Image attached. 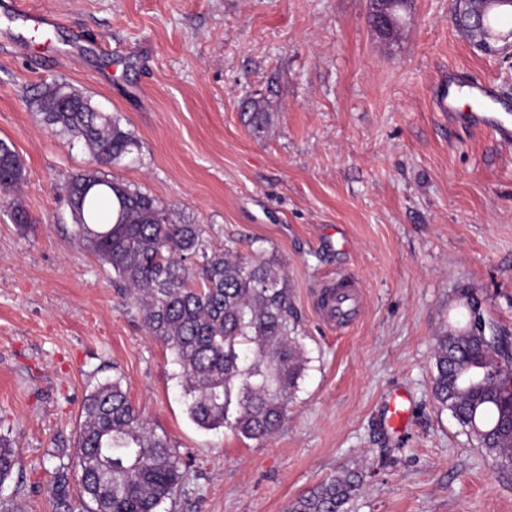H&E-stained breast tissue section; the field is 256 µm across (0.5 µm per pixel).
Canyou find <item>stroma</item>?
Segmentation results:
<instances>
[{
	"mask_svg": "<svg viewBox=\"0 0 512 512\" xmlns=\"http://www.w3.org/2000/svg\"><path fill=\"white\" fill-rule=\"evenodd\" d=\"M22 3L60 23L28 33L0 14V138L25 163L16 196L35 219L19 233L0 206V434L19 459L0 499L53 512L47 487L76 455L84 400L118 376L184 464L159 512H286L347 469L365 477L351 512H512V473L432 388L460 289H476L487 335L512 337V146L437 107L452 72L512 113V60L466 40L451 0H408L389 37L368 0ZM60 78L139 141L107 174L203 225L210 246L286 273L309 363L273 437L197 427L169 350L74 244L63 188L93 161L31 105ZM249 100L271 114L263 131ZM347 272L363 303L339 330L312 294ZM397 390L399 442L383 424ZM405 397L398 392L390 394L384 401V418L390 432L399 437L405 434L409 410L404 407Z\"/></svg>",
	"mask_w": 512,
	"mask_h": 512,
	"instance_id": "1",
	"label": "stroma"
}]
</instances>
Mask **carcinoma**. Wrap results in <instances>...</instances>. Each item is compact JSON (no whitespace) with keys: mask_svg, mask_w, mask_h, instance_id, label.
Returning <instances> with one entry per match:
<instances>
[{"mask_svg":"<svg viewBox=\"0 0 512 512\" xmlns=\"http://www.w3.org/2000/svg\"><path fill=\"white\" fill-rule=\"evenodd\" d=\"M32 107L52 129L84 142L99 165L121 161L139 143L70 83L54 82ZM261 129L269 114L258 102L247 110ZM24 180V161L0 139V191ZM77 243L110 266L143 315L146 332L170 350L179 366L189 418L198 427H225L247 440L273 436L288 418L308 358L293 318L284 272L259 255L211 249L203 225L184 221L173 207L98 168L64 186ZM22 232L32 218L10 203ZM463 320L440 331L435 343L434 394L466 434L512 469V393L500 362L512 351L485 333L481 301L464 289ZM75 465L54 472L49 493L55 512H157L182 481V462L131 403L122 379L98 384L84 400ZM18 464L11 441L0 436V486ZM78 476L80 504L71 496ZM364 476L348 471L296 498L288 512H350Z\"/></svg>","mask_w":512,"mask_h":512,"instance_id":"cac0c4a2","label":"carcinoma"}]
</instances>
